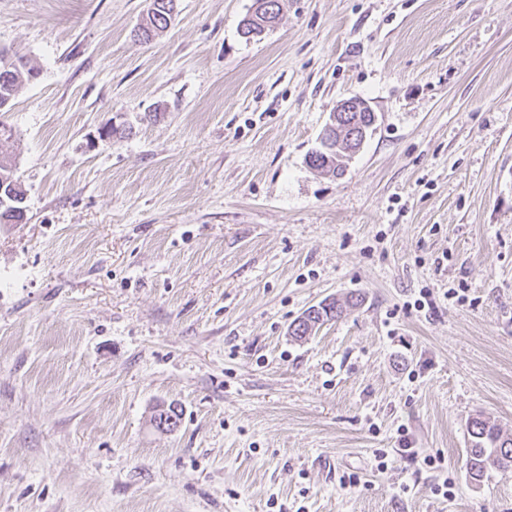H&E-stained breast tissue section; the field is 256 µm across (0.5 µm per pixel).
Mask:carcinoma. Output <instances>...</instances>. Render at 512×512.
<instances>
[{
  "label": "carcinoma",
  "instance_id": "carcinoma-1",
  "mask_svg": "<svg viewBox=\"0 0 512 512\" xmlns=\"http://www.w3.org/2000/svg\"><path fill=\"white\" fill-rule=\"evenodd\" d=\"M153 15L150 24L139 27L137 37L148 42L159 30L166 28V16L173 13L175 0H151ZM281 12L280 0H267L260 3L254 0L251 13L247 14L240 23V33L251 40L258 37L263 31L277 22ZM19 68L3 73L0 71V106L8 98L15 96L22 82L28 80L27 73L33 69L29 62L18 58ZM350 129L340 131L331 130L320 138V146L312 151L308 165L332 177L344 174L346 166L340 159L344 150L350 148L348 137ZM343 313V306L336 302L322 303L316 309H307L305 316L295 320L290 325L291 335L301 338L317 324H324L337 319ZM468 433L471 437V448L468 452L467 466L472 478L478 480L490 470H505L512 468V437L502 435L497 425L481 417H473L468 424Z\"/></svg>",
  "mask_w": 512,
  "mask_h": 512
}]
</instances>
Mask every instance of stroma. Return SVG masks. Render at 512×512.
Returning a JSON list of instances; mask_svg holds the SVG:
<instances>
[{"instance_id":"obj_1","label":"stroma","mask_w":512,"mask_h":512,"mask_svg":"<svg viewBox=\"0 0 512 512\" xmlns=\"http://www.w3.org/2000/svg\"><path fill=\"white\" fill-rule=\"evenodd\" d=\"M150 2L0 0L40 72L0 111V512H512L466 465L472 416L512 435V0H281L250 42L254 0H177L145 44ZM261 2H268L259 5ZM257 5V6H256ZM281 12L280 0H255L253 10L240 23V33L248 41L259 37L264 29L277 23ZM350 112H371L373 113V116H376L374 110L364 99L360 97H351L344 99L336 104V107L334 108L331 114V120L329 121L327 127H331V123H333L334 125L336 124V128L338 124L343 125V121L346 119L347 114H349ZM336 128L332 129L327 134L325 126L323 130V132H325V135L320 138V146L309 154L307 160L308 165L312 169H315L320 173L332 177L342 176L346 170V166L344 165L343 161L339 158V155L336 152L341 154L340 157H343L346 156V154L344 153V149H351L349 151V156L343 158L344 161L350 160L351 157H353L359 152L362 145L364 144L367 135V132L364 129H362V142L357 148H354V146H357L359 143H357L354 146H350L348 144V137L353 132L352 129L344 128L341 129L338 133L336 131ZM374 129H376V126L375 128L369 131V137L372 135ZM340 137L341 146L336 151V144L339 143ZM350 138H352L351 135ZM315 307V306H313ZM307 309L303 315L304 319L299 317L290 325V333L292 336L302 338L307 336L308 331L316 324L323 325L325 322L337 319L343 313V306L336 303V301L330 303H321L317 306V309Z\"/></svg>"}]
</instances>
